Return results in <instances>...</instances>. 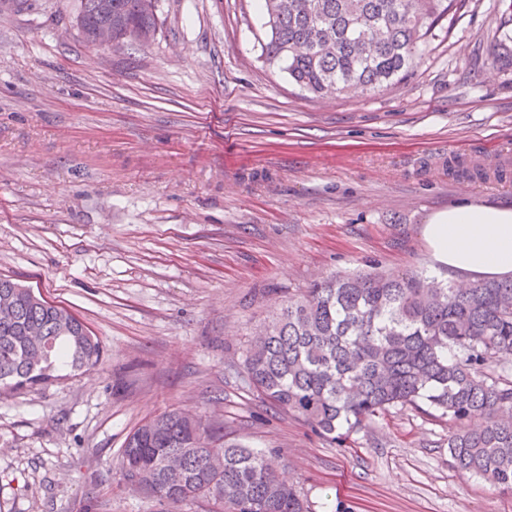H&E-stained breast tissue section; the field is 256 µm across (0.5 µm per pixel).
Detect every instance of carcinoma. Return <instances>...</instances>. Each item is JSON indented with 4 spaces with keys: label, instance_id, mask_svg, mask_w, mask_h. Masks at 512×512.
<instances>
[{
    "label": "carcinoma",
    "instance_id": "1",
    "mask_svg": "<svg viewBox=\"0 0 512 512\" xmlns=\"http://www.w3.org/2000/svg\"><path fill=\"white\" fill-rule=\"evenodd\" d=\"M80 0L76 22L95 42L146 44L159 0ZM455 0H264L265 59L321 97L376 93L406 78ZM492 61L512 68V32ZM512 276L460 287L372 266L311 284L275 307L241 354L249 387L339 446L394 410L448 418L455 467L512 490ZM101 341L69 308L0 276V391L16 395L97 367ZM275 448L224 438L218 419L168 410L139 424L120 451L119 484L179 512H312L281 475Z\"/></svg>",
    "mask_w": 512,
    "mask_h": 512
}]
</instances>
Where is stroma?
Here are the masks:
<instances>
[{"label":"stroma","mask_w":512,"mask_h":512,"mask_svg":"<svg viewBox=\"0 0 512 512\" xmlns=\"http://www.w3.org/2000/svg\"><path fill=\"white\" fill-rule=\"evenodd\" d=\"M506 10L466 0L404 81L321 99L266 63L259 0H161L152 41L108 48L76 0L0 6V275L104 348L93 371L0 395V512H159L117 468L172 407L280 449L315 512H512L452 466L448 419L395 411L341 447L257 397L239 360L289 290L429 270L432 213L512 203V70L488 59Z\"/></svg>","instance_id":"35a3bbf8"}]
</instances>
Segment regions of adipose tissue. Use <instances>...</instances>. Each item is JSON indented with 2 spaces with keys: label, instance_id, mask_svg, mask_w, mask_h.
Returning <instances> with one entry per match:
<instances>
[{
  "label": "adipose tissue",
  "instance_id": "1",
  "mask_svg": "<svg viewBox=\"0 0 512 512\" xmlns=\"http://www.w3.org/2000/svg\"><path fill=\"white\" fill-rule=\"evenodd\" d=\"M434 270L481 278L512 275V205L461 201L423 228Z\"/></svg>",
  "mask_w": 512,
  "mask_h": 512
}]
</instances>
